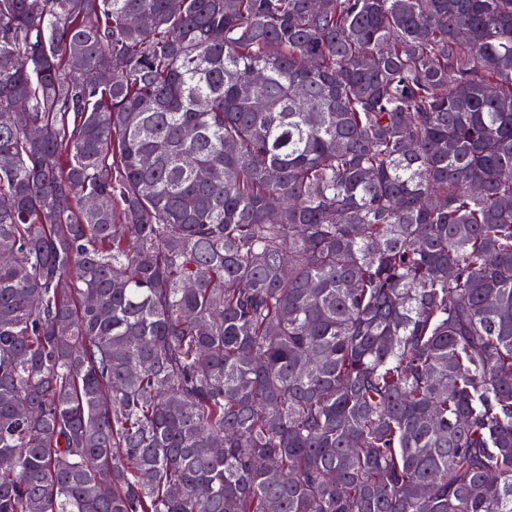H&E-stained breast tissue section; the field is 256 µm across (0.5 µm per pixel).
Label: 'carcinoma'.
Segmentation results:
<instances>
[{
	"label": "carcinoma",
	"instance_id": "obj_1",
	"mask_svg": "<svg viewBox=\"0 0 512 512\" xmlns=\"http://www.w3.org/2000/svg\"><path fill=\"white\" fill-rule=\"evenodd\" d=\"M2 112L0 512H512V0H0Z\"/></svg>",
	"mask_w": 512,
	"mask_h": 512
}]
</instances>
